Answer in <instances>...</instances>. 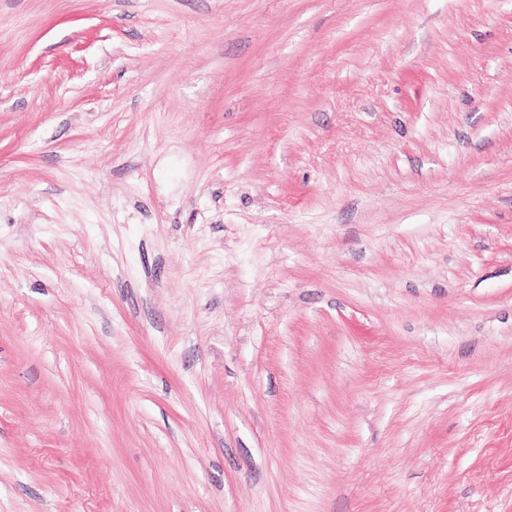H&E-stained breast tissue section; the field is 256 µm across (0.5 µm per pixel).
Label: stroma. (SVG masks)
Wrapping results in <instances>:
<instances>
[{"label": "stroma", "mask_w": 512, "mask_h": 512, "mask_svg": "<svg viewBox=\"0 0 512 512\" xmlns=\"http://www.w3.org/2000/svg\"><path fill=\"white\" fill-rule=\"evenodd\" d=\"M0 512H512V0H0Z\"/></svg>", "instance_id": "1"}]
</instances>
